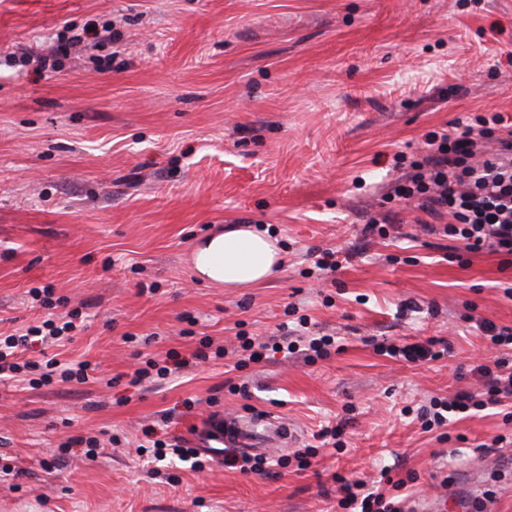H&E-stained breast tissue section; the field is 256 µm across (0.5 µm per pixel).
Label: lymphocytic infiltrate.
I'll return each mask as SVG.
<instances>
[{"mask_svg": "<svg viewBox=\"0 0 512 512\" xmlns=\"http://www.w3.org/2000/svg\"><path fill=\"white\" fill-rule=\"evenodd\" d=\"M504 122L502 113L493 112L472 122H458L450 130L432 132L422 160L408 163L396 156L395 165L403 173L392 183L387 199L416 202L418 209L442 221L443 233L467 251L488 249L512 255V128L497 139L493 151L485 149L488 136ZM476 325L497 352L473 366L478 389L434 399L424 407L425 429L448 425L473 410L512 402V356L505 354L512 349V327L487 319L477 320ZM334 343L330 336L300 343L283 335L249 342L247 349L253 361L266 359L272 352H299L314 359L328 357ZM341 491L338 505L342 512H401L382 491L367 490L363 481L344 483Z\"/></svg>", "mask_w": 512, "mask_h": 512, "instance_id": "f902f5d3", "label": "lymphocytic infiltrate"}]
</instances>
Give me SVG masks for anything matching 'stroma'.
<instances>
[{
  "label": "stroma",
  "mask_w": 512,
  "mask_h": 512,
  "mask_svg": "<svg viewBox=\"0 0 512 512\" xmlns=\"http://www.w3.org/2000/svg\"><path fill=\"white\" fill-rule=\"evenodd\" d=\"M105 23L112 44L73 47L56 71L13 57ZM510 51L512 0H0V336L44 320L31 291L50 285L83 328L28 357L98 367L83 384L0 377V512H336L341 480L385 469L402 512L451 496L512 512L505 407L432 432L415 415L477 388L474 322L512 327V255L463 252L398 201L396 230L364 233L395 154L419 158L460 119L512 120ZM229 224L277 235L272 281L198 280L194 242ZM326 249L340 266L321 273ZM301 317L335 337L330 357L239 365L241 338ZM430 340L438 359L384 353ZM206 342L226 356L131 385L146 360ZM225 414L279 417L294 448L339 424L341 448L302 468L278 448L283 466L247 473L137 451L143 425L194 448ZM77 436L99 455L59 456Z\"/></svg>",
  "instance_id": "obj_1"
}]
</instances>
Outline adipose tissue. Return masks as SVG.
Here are the masks:
<instances>
[{"instance_id":"obj_1","label":"adipose tissue","mask_w":512,"mask_h":512,"mask_svg":"<svg viewBox=\"0 0 512 512\" xmlns=\"http://www.w3.org/2000/svg\"><path fill=\"white\" fill-rule=\"evenodd\" d=\"M195 258L200 276L240 287L261 284L274 276L280 266L281 248L269 231L239 224L198 243Z\"/></svg>"}]
</instances>
